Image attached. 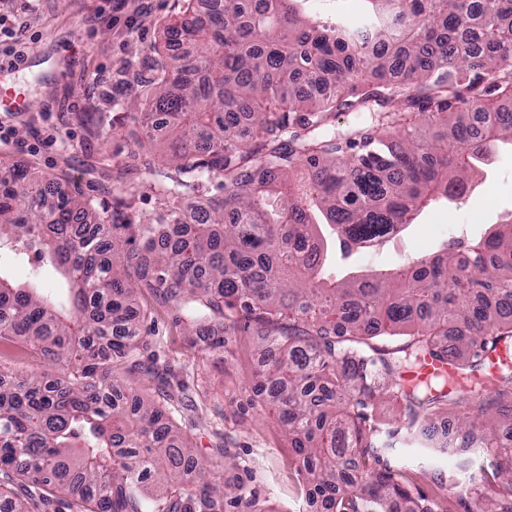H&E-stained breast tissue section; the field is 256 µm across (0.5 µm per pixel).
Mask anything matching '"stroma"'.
I'll return each mask as SVG.
<instances>
[{"mask_svg":"<svg viewBox=\"0 0 512 512\" xmlns=\"http://www.w3.org/2000/svg\"><path fill=\"white\" fill-rule=\"evenodd\" d=\"M115 5V0H0V58L19 52L32 63L14 77L24 112H0V128L11 133L10 143L0 146V170L20 166L62 175V188L82 191L99 212L138 219L159 209L161 201L145 188L151 176L129 134V81L162 25L178 16L181 0H130L120 11ZM117 164L129 165L131 179L143 186L134 201L112 181ZM471 185L464 198L428 205L400 237L346 259L335 257L337 275L393 269L440 250L446 233L460 229L477 238L511 221L512 147L499 148ZM137 304L160 364L170 369L173 382L188 387L190 402L175 399L166 408L190 431L196 452L211 456L224 445L259 506L310 512L288 437L250 388L262 368L255 329L236 327L223 351L212 353L148 293H140ZM395 457L431 476L459 482L468 477L448 456L427 455L413 443H399Z\"/></svg>","mask_w":512,"mask_h":512,"instance_id":"1","label":"stroma"}]
</instances>
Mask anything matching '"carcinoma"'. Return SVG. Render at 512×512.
I'll return each instance as SVG.
<instances>
[{
    "instance_id": "carcinoma-1",
    "label": "carcinoma",
    "mask_w": 512,
    "mask_h": 512,
    "mask_svg": "<svg viewBox=\"0 0 512 512\" xmlns=\"http://www.w3.org/2000/svg\"><path fill=\"white\" fill-rule=\"evenodd\" d=\"M184 0L141 59L127 117L161 116L139 146L162 207L116 223L55 178L0 173V251L65 279L43 297L0 272V342L26 345L60 377L0 380V502L9 512H256L224 460L203 459L159 402L174 391L141 332L147 291L210 351L239 320L259 328L251 388L275 407L312 512H512V224L372 277L320 278L328 240L381 245L428 202L453 200L500 142L512 143V0H366L367 28L329 27L306 0ZM367 112L372 126L333 127ZM245 121L247 134L227 131ZM134 270L136 280L117 275ZM447 357L456 375L405 381ZM394 402L401 426L377 416ZM448 441L430 434L443 414ZM448 454L470 484L426 493L388 458L398 440Z\"/></svg>"
}]
</instances>
